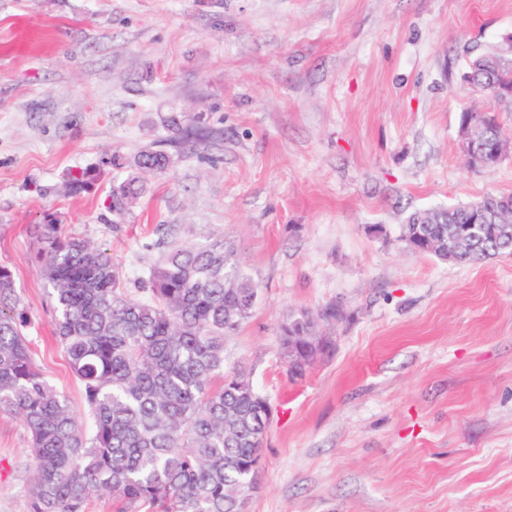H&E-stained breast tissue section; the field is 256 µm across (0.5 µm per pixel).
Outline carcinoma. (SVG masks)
Instances as JSON below:
<instances>
[{
  "label": "carcinoma",
  "instance_id": "obj_1",
  "mask_svg": "<svg viewBox=\"0 0 512 512\" xmlns=\"http://www.w3.org/2000/svg\"><path fill=\"white\" fill-rule=\"evenodd\" d=\"M467 61L485 90L512 84V69ZM170 156L140 152L137 170ZM133 176L112 190L117 216L139 193ZM468 205L435 211L437 234L466 224ZM35 259L50 287L56 339L83 389L86 416L44 377L31 316L11 269L0 266V414L29 433L28 512H86L107 495L118 512H239L256 484L268 403L239 371H224V338L251 315L259 287L224 238L155 243L159 258L127 287L109 249L36 226ZM505 253L493 241L457 254L472 262Z\"/></svg>",
  "mask_w": 512,
  "mask_h": 512
}]
</instances>
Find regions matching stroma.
<instances>
[{"label": "stroma", "mask_w": 512, "mask_h": 512, "mask_svg": "<svg viewBox=\"0 0 512 512\" xmlns=\"http://www.w3.org/2000/svg\"><path fill=\"white\" fill-rule=\"evenodd\" d=\"M510 32L512 0H0V266L48 382L83 411L35 225L108 248L132 284L156 225L220 235L262 286L224 340L271 410L246 512H512V254L402 239L413 211L512 194V111L462 79ZM468 112L494 114L497 164L466 165ZM191 116L203 138L172 146ZM149 148L169 167L113 214L112 155ZM329 309L291 378L281 324ZM28 440L0 416V512H27ZM501 254H512L509 251L499 248L493 241L484 240L475 243L473 249L468 251H461L457 254V259L453 262H472L479 261L486 258L494 257Z\"/></svg>", "instance_id": "1"}]
</instances>
